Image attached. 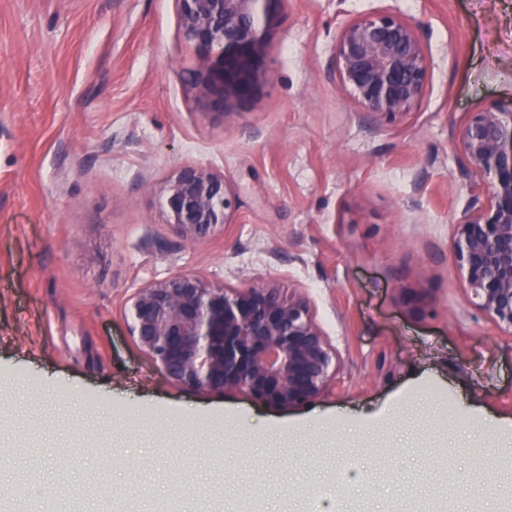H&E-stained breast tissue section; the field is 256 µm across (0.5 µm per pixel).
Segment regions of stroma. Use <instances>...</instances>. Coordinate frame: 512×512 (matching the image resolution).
<instances>
[{
  "label": "stroma",
  "instance_id": "stroma-1",
  "mask_svg": "<svg viewBox=\"0 0 512 512\" xmlns=\"http://www.w3.org/2000/svg\"><path fill=\"white\" fill-rule=\"evenodd\" d=\"M386 11L422 26L426 93L370 122L336 36ZM173 0H0V489L27 512H309L344 455L367 486L322 512H500L512 485V334L468 300L450 248L471 193L453 131L512 108V0H287L262 94L220 115L186 81ZM223 173L228 224L188 245L160 189ZM180 271L305 296L339 364L284 411L173 384L129 299ZM451 489L453 496L439 499Z\"/></svg>",
  "mask_w": 512,
  "mask_h": 512
}]
</instances>
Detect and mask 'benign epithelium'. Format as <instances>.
<instances>
[{"mask_svg": "<svg viewBox=\"0 0 512 512\" xmlns=\"http://www.w3.org/2000/svg\"><path fill=\"white\" fill-rule=\"evenodd\" d=\"M196 64L187 81L216 114L259 96L271 80L267 48L285 0H174ZM333 64L361 111L382 124L406 119L423 98L430 60L421 28L389 12L355 18L336 37ZM465 158L469 211L452 251L474 307L512 334V110L473 112L453 140ZM167 223L184 242L227 223L235 195L224 174L178 167L161 189ZM129 330L174 384L241 392L280 410L318 398L336 375V349L304 296L272 282L213 285L193 272L147 284L130 299Z\"/></svg>", "mask_w": 512, "mask_h": 512, "instance_id": "benign-epithelium-1", "label": "benign epithelium"}]
</instances>
